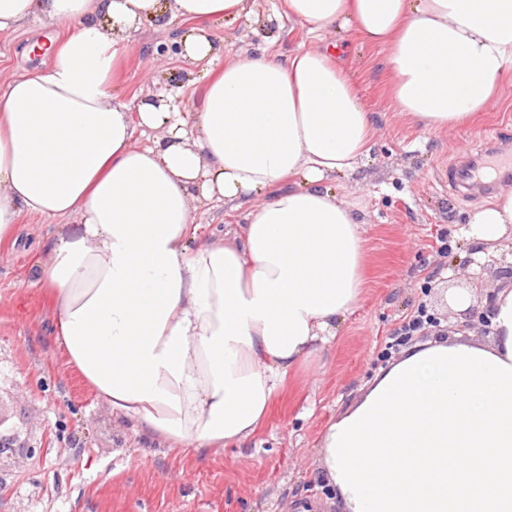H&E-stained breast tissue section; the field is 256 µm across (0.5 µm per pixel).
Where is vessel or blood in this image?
Masks as SVG:
<instances>
[{
  "mask_svg": "<svg viewBox=\"0 0 512 512\" xmlns=\"http://www.w3.org/2000/svg\"><path fill=\"white\" fill-rule=\"evenodd\" d=\"M512 174V141L492 135L481 152L466 165L448 169V186L460 195L478 190L491 193L501 174Z\"/></svg>",
  "mask_w": 512,
  "mask_h": 512,
  "instance_id": "vessel-or-blood-1",
  "label": "vessel or blood"
}]
</instances>
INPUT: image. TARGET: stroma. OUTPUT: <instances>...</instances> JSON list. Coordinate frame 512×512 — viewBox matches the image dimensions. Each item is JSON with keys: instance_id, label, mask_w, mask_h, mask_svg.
Wrapping results in <instances>:
<instances>
[{"instance_id": "stroma-1", "label": "stroma", "mask_w": 512, "mask_h": 512, "mask_svg": "<svg viewBox=\"0 0 512 512\" xmlns=\"http://www.w3.org/2000/svg\"><path fill=\"white\" fill-rule=\"evenodd\" d=\"M273 2L257 0L259 18L213 23V38L243 54L274 44L314 47L300 24L263 23ZM183 27L178 20L146 25L128 47L115 92L130 98L175 82L186 87V111H195L204 68L173 52ZM43 40L40 32H0V79L46 62ZM346 45L352 76L375 114L376 136L369 157L336 179L366 242L363 295L336 340L289 374L265 423L240 447L205 459L147 448L64 367L51 314L28 286L45 259L40 244L54 227L21 215L17 242L0 245V433L21 441L0 455V512H336L318 439L400 356L401 326L421 309L427 319L413 341L492 343V328L477 316L512 280V238L485 247L467 240L470 216L489 199L452 194L448 161L479 149L483 136L512 134V72L502 100L472 125L431 130L394 108L381 52L353 34ZM464 288L471 294L466 313L448 302L450 292Z\"/></svg>"}]
</instances>
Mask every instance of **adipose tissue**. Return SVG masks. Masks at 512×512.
Segmentation results:
<instances>
[{"label":"adipose tissue","instance_id":"ef3b65f1","mask_svg":"<svg viewBox=\"0 0 512 512\" xmlns=\"http://www.w3.org/2000/svg\"><path fill=\"white\" fill-rule=\"evenodd\" d=\"M250 0H0V31L66 25L46 64L0 82V243L27 213L58 221L33 282L66 366L148 442L218 453L251 437L289 372L320 356L363 288L354 208L330 184L375 136L335 37L384 55L399 112L455 130L489 111L512 70V0H279L320 46L236 54L215 19ZM194 23L201 102L177 88L113 95L145 23ZM148 141L137 145L136 135ZM241 212L197 237V203ZM512 232V194L466 235ZM488 353L512 365V283L491 304Z\"/></svg>","mask_w":512,"mask_h":512}]
</instances>
